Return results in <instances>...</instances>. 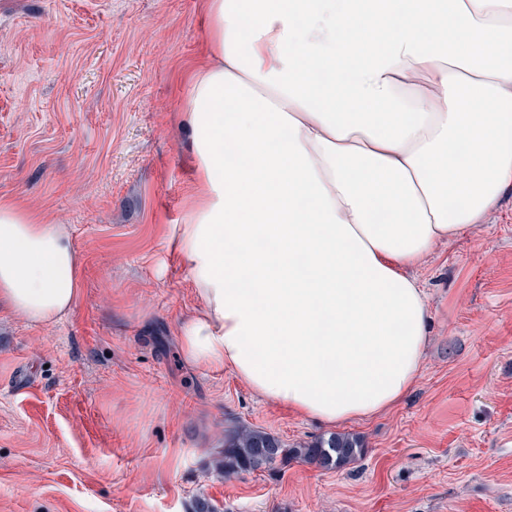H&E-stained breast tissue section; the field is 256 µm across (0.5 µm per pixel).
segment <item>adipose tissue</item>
<instances>
[{"mask_svg":"<svg viewBox=\"0 0 512 512\" xmlns=\"http://www.w3.org/2000/svg\"><path fill=\"white\" fill-rule=\"evenodd\" d=\"M173 244L185 360L326 426L392 408L430 313L408 268L512 187V0H207ZM68 228L0 198V302L50 326Z\"/></svg>","mask_w":512,"mask_h":512,"instance_id":"obj_1","label":"adipose tissue"}]
</instances>
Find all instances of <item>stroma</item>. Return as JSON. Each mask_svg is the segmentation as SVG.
Masks as SVG:
<instances>
[{
    "instance_id": "obj_1",
    "label": "stroma",
    "mask_w": 512,
    "mask_h": 512,
    "mask_svg": "<svg viewBox=\"0 0 512 512\" xmlns=\"http://www.w3.org/2000/svg\"><path fill=\"white\" fill-rule=\"evenodd\" d=\"M207 40L204 0H0V197L67 225L80 275L55 325L0 307V512H512V189L414 270L430 343L394 407L344 426L358 460L219 473L238 428L332 430L181 354L169 243Z\"/></svg>"
}]
</instances>
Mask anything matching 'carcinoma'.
Wrapping results in <instances>:
<instances>
[{
    "instance_id": "carcinoma-1",
    "label": "carcinoma",
    "mask_w": 512,
    "mask_h": 512,
    "mask_svg": "<svg viewBox=\"0 0 512 512\" xmlns=\"http://www.w3.org/2000/svg\"><path fill=\"white\" fill-rule=\"evenodd\" d=\"M362 452L360 439L345 434L319 437L290 447L269 433L243 427L224 440L222 464L227 474L254 472L295 459L313 462L326 469H340L359 459Z\"/></svg>"
}]
</instances>
